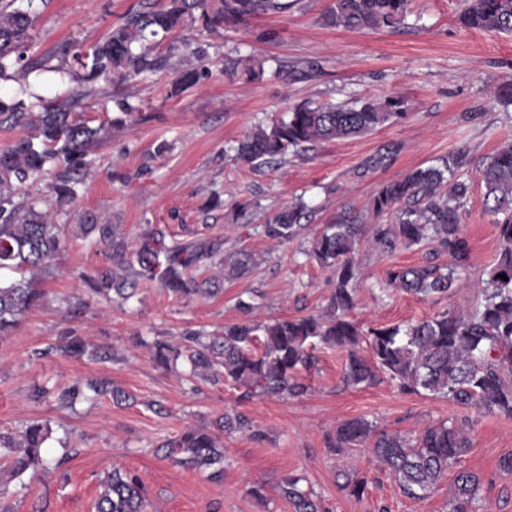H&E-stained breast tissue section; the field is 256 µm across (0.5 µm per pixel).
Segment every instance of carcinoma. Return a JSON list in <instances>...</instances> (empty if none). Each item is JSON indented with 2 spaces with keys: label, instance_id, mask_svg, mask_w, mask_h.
<instances>
[{
  "label": "carcinoma",
  "instance_id": "1",
  "mask_svg": "<svg viewBox=\"0 0 512 512\" xmlns=\"http://www.w3.org/2000/svg\"><path fill=\"white\" fill-rule=\"evenodd\" d=\"M45 2L0 0V80L11 71H26L30 30L39 4ZM407 4L408 0H332L323 23L345 30L392 28L404 17ZM286 9L284 0H140L103 42L79 50L62 45L58 68L85 84L101 78H141L165 65V59L153 54L154 47L145 44L151 37L175 35L197 23L213 32ZM461 22L468 28L511 34L512 0H471ZM91 93L87 89L60 103L44 104L38 113L23 112L22 104L0 99V125L32 129L0 149V272L20 275L0 281V339L11 335L29 312L45 302L46 292L39 284L53 277L65 241L66 225L56 223V217L77 202L96 161L94 150L102 128L75 118V110ZM402 117L401 101L394 97L347 108L304 105L286 119L247 133L238 143L237 156L260 169L318 141L365 135ZM464 165V154H451L439 167L420 168L382 183L371 198L374 214L396 218V223L379 225L374 231L376 243L385 251L433 240L450 259L446 268H393L387 274L390 287L423 298H449L461 286L470 250L459 209L468 186L450 178ZM44 179L50 180V193H32L30 186ZM483 182L485 212L504 215L497 222L501 251L479 284V300L470 311L449 308L414 323L363 330L349 313L355 306V253L365 230L344 211L315 235L307 253L335 278L326 313L258 322L246 318L253 305L240 299L237 308L245 319L224 325L220 333L188 330L178 347L157 339L152 344L154 362L168 370L184 350L191 374L223 380L241 390L242 399L299 397L309 389L301 370L314 364L312 350L322 344L347 352L344 381L350 386L391 381L403 392L425 391L479 414L512 416V144L497 150L483 170ZM444 187L446 195L441 193ZM305 210L303 203L280 209L263 225L264 235L279 242L294 239L303 228ZM74 218L83 234L95 235L110 252L111 266L94 276L77 274L90 291L105 298L112 292L125 300L133 297L140 280H157L185 299L213 294L221 289V282L238 279L257 264L250 252L223 255L220 245L207 240L168 242L158 227L145 231L134 248L118 226L105 223L99 215L76 210ZM502 274L508 280H502ZM362 345L369 350L367 358L359 354ZM46 352L72 359L107 358L78 336H61ZM87 387L117 404L128 400L106 379L92 380ZM82 395V388L72 384L58 389L56 399L59 405L70 406ZM249 429L251 423L243 414L226 413L206 428L186 427L165 447L174 462L206 469L210 479L219 482L224 477V435ZM49 435V425L42 422L26 424L15 433L0 432V463L8 464L0 466V495L7 492L8 480L26 473L35 479L48 469L42 448ZM328 447L339 453L369 448L401 491L415 499L429 497L453 475L448 512H469L480 490L479 474L462 467L472 447L470 428L453 421L426 426L410 437L364 418L349 419L339 423ZM343 477L341 489L363 495L364 479L353 473ZM299 482L300 478L284 474L278 482L281 496L295 512H320L312 492ZM146 505L145 488L135 473L115 468L100 479L95 512H145Z\"/></svg>",
  "mask_w": 512,
  "mask_h": 512
}]
</instances>
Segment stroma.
<instances>
[{"label":"stroma","mask_w":512,"mask_h":512,"mask_svg":"<svg viewBox=\"0 0 512 512\" xmlns=\"http://www.w3.org/2000/svg\"><path fill=\"white\" fill-rule=\"evenodd\" d=\"M137 2L49 0L31 31V57H46L64 42L95 44ZM289 2L286 12L214 33L190 29L188 38L206 49L197 64L204 75L178 94L170 88L189 55L185 49L147 78L95 83V105L82 117L103 127L104 135L95 169L80 190V209L119 225L132 242L156 224L172 239L250 251L258 265L211 296L181 299L144 280L131 299L108 301L76 277L110 266L108 250L69 227L58 270L45 284V305L0 341V431L31 420L49 423L46 452L62 464L28 487L12 481L0 497V512H94L98 480L115 468L140 476L148 493L146 512H294L277 489L286 473L301 476L327 512H448L449 481L415 500L402 494L369 449L354 448L345 456L331 452L328 440L337 424L352 418L407 435L448 418L470 420L472 447L464 465L482 480L474 512H512V472L500 467L501 458L512 454V416L479 415L443 398L402 393L387 382L348 386L345 352L327 346L316 349L318 362L306 374L309 390L297 398L244 401L224 382L190 376L186 361L165 370L151 359L155 339L176 345L187 330L211 332L241 320L240 299L253 304L256 321L323 312L334 283L330 270L304 254L313 236L343 211L371 228L394 223V216L369 208L379 186L441 165L454 152L466 155L458 177L469 186L460 210L470 245L463 286L438 303L388 287L392 266H443L448 256L430 244L390 253L367 235L356 253L359 280L351 316L369 328L415 321L448 307L469 311L478 284L499 258L496 218L484 210L481 172L501 146L512 143V98L502 94L512 84V34L463 27L459 17L467 0H409L400 26L366 31L324 26L331 0ZM228 57L264 72L252 81L225 77ZM79 88L40 70L25 83L0 82V95L32 108L37 100L58 102ZM388 96L402 100L405 116L372 133L317 142L262 170L235 158L247 132L298 105L352 106ZM121 98L137 107L122 123L112 105ZM163 142L168 149L161 153L157 147ZM300 201L310 216L298 238L279 243L262 233L280 209ZM241 203L247 213H239ZM62 336L82 337L110 357L74 360L47 353ZM100 378L131 394L132 402L118 406L90 398L62 407L51 398L31 397L37 386ZM227 411L247 416L253 430L225 436L221 482L160 452V444L184 427L208 425ZM351 463L367 482L359 497L339 487L338 474ZM257 489L262 499L254 498Z\"/></svg>","instance_id":"1"}]
</instances>
